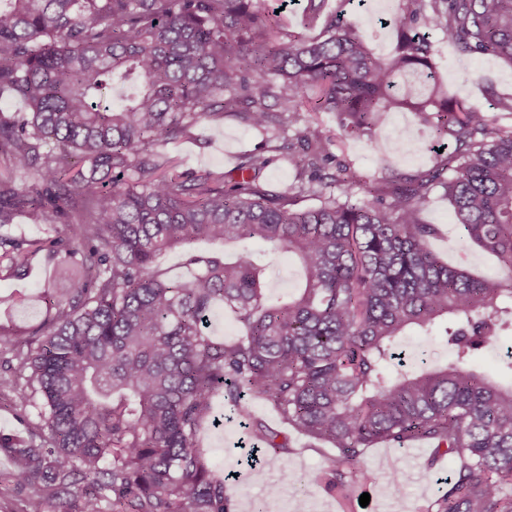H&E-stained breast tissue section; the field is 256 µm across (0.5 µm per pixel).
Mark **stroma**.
<instances>
[{
    "label": "stroma",
    "instance_id": "stroma-1",
    "mask_svg": "<svg viewBox=\"0 0 512 512\" xmlns=\"http://www.w3.org/2000/svg\"><path fill=\"white\" fill-rule=\"evenodd\" d=\"M360 7L353 0H327L329 10L355 23L376 54H389L396 41L393 29L381 28L378 17L384 12H397V0H368ZM437 74L449 95L467 100L481 109L494 122L510 125L512 114L497 108L496 96L512 97V65L487 56H469L448 46L440 32H432ZM492 85L495 96H487L482 88ZM322 135L333 137L332 148L337 163L353 166L363 180L383 175L385 169L399 174H414L430 169L437 161L439 144L410 112H389L373 128L371 134L356 140L342 136L335 113L322 114L317 124ZM275 132L259 133L248 128L235 116L219 122L197 124L189 136L176 138L161 146V153L181 159L184 171L206 169L230 170L238 154L264 151L275 142ZM423 220L436 225L437 235L431 248L449 264L469 272L496 277L501 270L494 256L460 241L453 209L443 188H434L427 199ZM269 291L276 296L293 293L300 282L298 266L281 254L265 252ZM56 262L46 254H38L23 274L13 277L0 273V295L24 294L26 308L17 310L13 318L20 324H37L44 306L39 293L53 278ZM472 370L494 378L501 384H512V335L502 336L498 349L476 354ZM248 436L237 419H225L222 426H211L205 432L208 448L217 470L227 475L226 487L234 503V512H248L256 505L274 507L276 512H426L428 505L447 489L446 479L454 471L457 458L438 454L428 444L395 447L379 443L365 449L370 469L365 484L343 489L328 486L331 463L339 451L330 444L302 435L290 434L287 454L265 452L262 456L266 483L253 482L244 464V443ZM292 472L295 483L285 482L284 472ZM395 480L399 491L391 493L388 480ZM280 484L276 497L266 495L267 483ZM369 494L367 506H360L361 494Z\"/></svg>",
    "mask_w": 512,
    "mask_h": 512
}]
</instances>
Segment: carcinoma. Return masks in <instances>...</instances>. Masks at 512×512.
<instances>
[{
	"label": "carcinoma",
	"mask_w": 512,
	"mask_h": 512,
	"mask_svg": "<svg viewBox=\"0 0 512 512\" xmlns=\"http://www.w3.org/2000/svg\"><path fill=\"white\" fill-rule=\"evenodd\" d=\"M395 50L378 56L335 13L323 36H280L256 0H0V228L25 215L39 239L0 234V270L47 251L71 287L45 288L34 328L13 337L0 392L40 408L25 440L0 436L30 512H234L224 476L200 446L214 399L247 421L265 448L288 433L256 418L262 398L297 434L338 448L333 475L366 479L363 450L426 440L455 453L448 490L428 512H512V388L468 369L474 352L512 331V124L492 123L438 85L429 32L467 55L512 64V0H402ZM131 82L134 93L102 94ZM423 117L454 149L434 168L360 185L329 171L331 139L310 119L336 113L350 137L383 112ZM237 116L288 127L271 151L304 153L284 193L259 181L270 159L239 157L235 173L180 170L160 143L199 121ZM442 187L459 237L492 254L504 275L476 276L430 247L422 220ZM306 197L316 200L302 206ZM206 240L240 244L229 260ZM258 241L294 254L296 296L267 291ZM184 253L172 278L162 258ZM240 336H212L216 307ZM443 328L455 360L417 373L388 366L393 342Z\"/></svg>",
	"instance_id": "cac0c4a2"
}]
</instances>
